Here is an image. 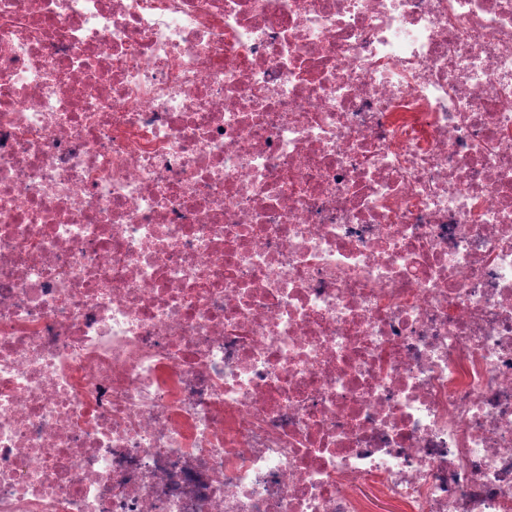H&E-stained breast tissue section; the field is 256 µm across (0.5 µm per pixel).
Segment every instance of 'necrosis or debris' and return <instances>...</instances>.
I'll return each instance as SVG.
<instances>
[{
	"label": "necrosis or debris",
	"instance_id": "4bbe7bcc",
	"mask_svg": "<svg viewBox=\"0 0 512 512\" xmlns=\"http://www.w3.org/2000/svg\"><path fill=\"white\" fill-rule=\"evenodd\" d=\"M0 512H512V0H0Z\"/></svg>",
	"mask_w": 512,
	"mask_h": 512
}]
</instances>
